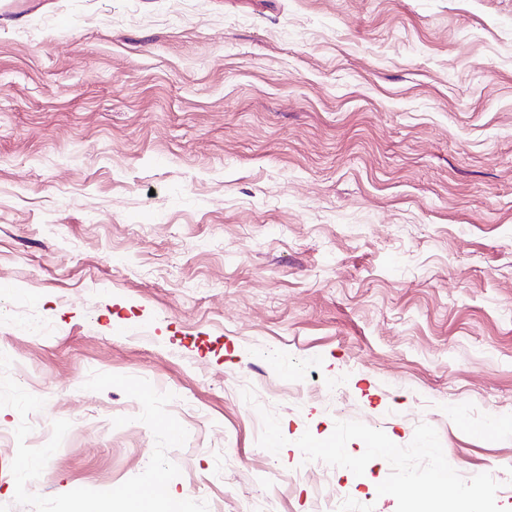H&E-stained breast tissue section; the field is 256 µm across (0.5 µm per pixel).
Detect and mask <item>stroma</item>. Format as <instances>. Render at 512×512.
<instances>
[{
    "instance_id": "stroma-1",
    "label": "stroma",
    "mask_w": 512,
    "mask_h": 512,
    "mask_svg": "<svg viewBox=\"0 0 512 512\" xmlns=\"http://www.w3.org/2000/svg\"><path fill=\"white\" fill-rule=\"evenodd\" d=\"M31 2L0 11V352L45 401L27 445L71 428L29 491L146 469L102 372L172 393L169 492L209 512H314L327 482L396 512L386 460L304 462L339 420L430 424L512 512V0ZM19 423L0 512H35Z\"/></svg>"
}]
</instances>
